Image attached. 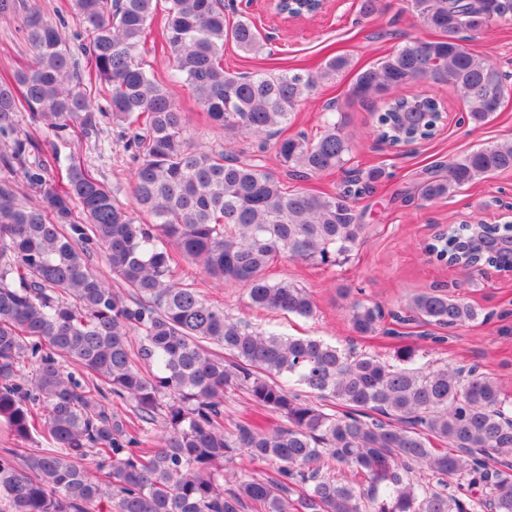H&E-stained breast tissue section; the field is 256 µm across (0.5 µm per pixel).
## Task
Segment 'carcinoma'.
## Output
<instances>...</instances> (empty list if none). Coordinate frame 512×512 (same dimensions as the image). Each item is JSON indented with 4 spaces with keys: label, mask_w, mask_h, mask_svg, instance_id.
Returning a JSON list of instances; mask_svg holds the SVG:
<instances>
[{
    "label": "carcinoma",
    "mask_w": 512,
    "mask_h": 512,
    "mask_svg": "<svg viewBox=\"0 0 512 512\" xmlns=\"http://www.w3.org/2000/svg\"><path fill=\"white\" fill-rule=\"evenodd\" d=\"M430 40H409L361 69L348 93L377 100L378 140L421 141L442 124V102L412 92L450 86L482 126L512 98V85L468 42L512 23V0H408ZM86 33L79 54L63 26L24 16L33 59L0 77V168L23 169L39 195L20 201L0 181V422L21 443L0 453V512H512V401L476 368H418L406 345L394 361L313 337L251 328L176 280L183 259L246 287L249 304L301 317L310 294L269 269L281 257L334 266L363 240L356 202L386 177L352 162L353 137L325 107L319 135L285 134L318 83L351 67L344 55L314 69L237 73L224 45L272 53L222 0H73ZM161 19L170 82H184L228 140H273L290 186L259 153L205 151L186 137L169 88L141 61ZM28 112L63 140L97 136V116L133 163L134 204L70 155L46 154L17 134ZM57 171L50 178L48 173ZM333 170L332 192L302 182ZM512 170V140L469 151L417 186L422 205ZM103 250L127 295L92 271ZM439 261L512 271V251H472L469 224H450L425 247ZM424 323L478 318L439 291L409 298ZM379 306L350 304L359 336L384 332ZM137 335V356L130 336ZM243 392L281 424L238 420L224 429V392ZM132 404L136 423L112 414L106 395ZM163 419L165 434L149 426ZM261 461L271 470L256 473ZM330 462L336 473L324 471ZM430 477H419L417 467Z\"/></svg>",
    "instance_id": "cac0c4a2"
}]
</instances>
